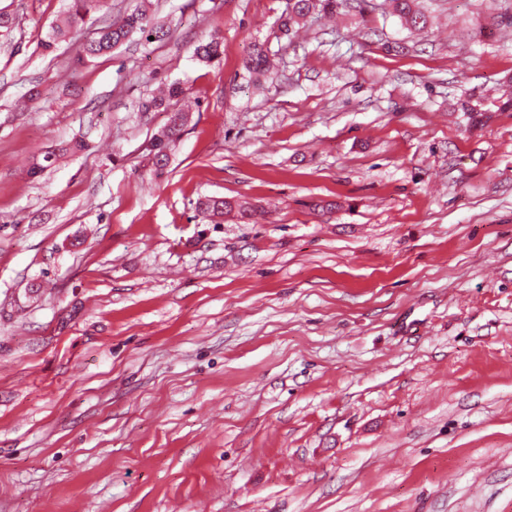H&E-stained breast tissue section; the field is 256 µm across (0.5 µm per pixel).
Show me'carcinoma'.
Masks as SVG:
<instances>
[{
	"instance_id": "obj_1",
	"label": "carcinoma",
	"mask_w": 512,
	"mask_h": 512,
	"mask_svg": "<svg viewBox=\"0 0 512 512\" xmlns=\"http://www.w3.org/2000/svg\"><path fill=\"white\" fill-rule=\"evenodd\" d=\"M100 0H69L65 19L50 27L41 39L40 48L52 54L61 44L69 42L77 34H85L81 50L71 62V68L77 69L85 63L108 56L112 50L122 45L134 34L145 41L164 42L171 37L170 29L153 22L149 14L148 0H139V4L119 22L100 21V24L84 31L87 17L96 9ZM393 10L403 26L408 29H420L427 24V16L415 8V0H391ZM345 4V0H289L288 18L284 27H292L297 20L310 14L322 17L333 15ZM193 56L202 63L214 64L223 61L224 35L214 29L202 35L193 45ZM244 67L254 78L265 76L271 69L268 48L263 43L253 45L252 52ZM185 97L180 84L172 83L166 92L151 95L140 105L142 112L164 111L171 113L169 122L158 130L151 139L149 155L154 172L163 173L170 160V154L182 136L189 121V112L174 108L173 100ZM195 212L211 221L224 217L232 211L243 219H251L243 205L236 201L217 196H203L194 203Z\"/></svg>"
}]
</instances>
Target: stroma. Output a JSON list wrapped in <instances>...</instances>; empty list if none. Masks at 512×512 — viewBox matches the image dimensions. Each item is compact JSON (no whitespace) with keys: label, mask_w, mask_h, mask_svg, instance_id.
Masks as SVG:
<instances>
[{"label":"stroma","mask_w":512,"mask_h":512,"mask_svg":"<svg viewBox=\"0 0 512 512\" xmlns=\"http://www.w3.org/2000/svg\"><path fill=\"white\" fill-rule=\"evenodd\" d=\"M419 2L151 0L171 39L73 70L63 0H0V512H512V0ZM345 0H289L288 18L283 21L281 25L288 31L292 30V25L298 19H302L310 14L316 13L321 17L336 14ZM393 10L399 17L403 26L408 29L424 28L427 24V16L415 8V0H390ZM193 56L202 63H220L224 57V35L211 30L202 35L193 45ZM244 67L255 79L265 76L270 71V54L265 43L258 42L253 45L252 52L246 59ZM186 94L180 83H172L165 93L151 95L140 105L141 112L164 111L170 112L169 122L158 130L151 139L149 155L156 174H162L167 168L170 154L182 136L184 127L189 121V112L175 109L173 100L185 97ZM197 215L215 221L216 218L224 217V214L236 211L242 219L250 220L252 214L236 201L217 196H203L194 203Z\"/></svg>","instance_id":"obj_1"}]
</instances>
